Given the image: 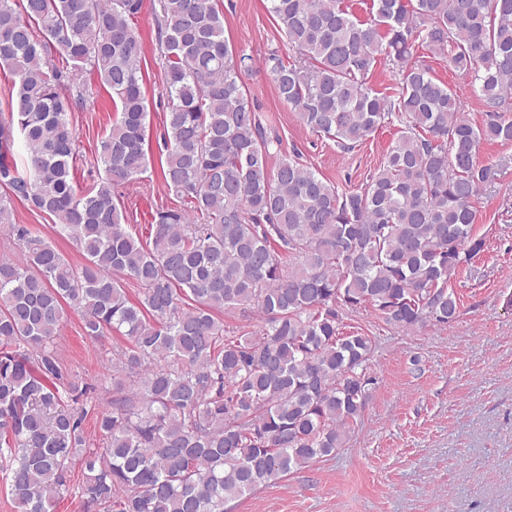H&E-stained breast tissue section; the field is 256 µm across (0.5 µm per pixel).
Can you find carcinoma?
Instances as JSON below:
<instances>
[{"mask_svg":"<svg viewBox=\"0 0 512 512\" xmlns=\"http://www.w3.org/2000/svg\"><path fill=\"white\" fill-rule=\"evenodd\" d=\"M294 56L273 59L278 97L310 130L352 149L385 125L401 135L361 192L340 193L281 153L241 85L217 0H159L168 112L161 175L183 206L148 235L122 224L113 188L147 170L143 0H0V224L25 262L0 260V478L18 512H55L81 464L84 512H225L259 486L344 447L371 397L375 337L342 335L370 307L392 331L448 324V280L484 248L473 206L483 140L512 142V0H373L363 22L341 0H269ZM448 58L487 107L474 125L456 89L413 61ZM61 58L58 66L54 57ZM397 95L367 85L380 61ZM111 89L120 117L100 142L104 177L78 194L69 112ZM24 169L14 157V134ZM26 201L84 258L70 264L12 221ZM140 288L129 299L121 279ZM263 320L229 336L216 313ZM86 335L126 336L112 400L85 436L88 387L64 382L53 344L68 311Z\"/></svg>","mask_w":512,"mask_h":512,"instance_id":"carcinoma-1","label":"carcinoma"}]
</instances>
